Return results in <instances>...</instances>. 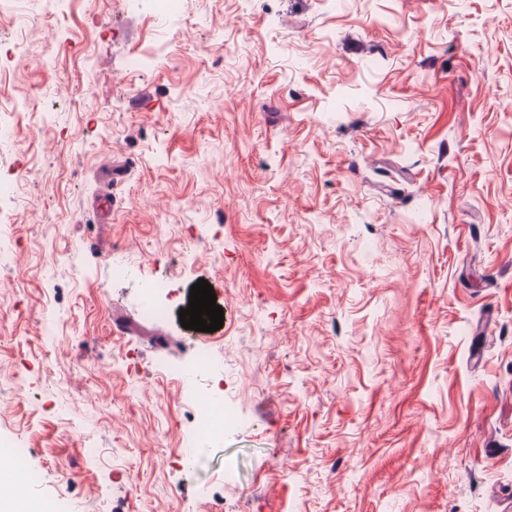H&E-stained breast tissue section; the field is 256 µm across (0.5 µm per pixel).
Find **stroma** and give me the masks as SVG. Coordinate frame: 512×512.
<instances>
[{
	"instance_id": "stroma-1",
	"label": "stroma",
	"mask_w": 512,
	"mask_h": 512,
	"mask_svg": "<svg viewBox=\"0 0 512 512\" xmlns=\"http://www.w3.org/2000/svg\"><path fill=\"white\" fill-rule=\"evenodd\" d=\"M1 112L12 512H512V0H13ZM192 403L200 412L199 428L201 436L218 438L224 433V411L219 404H211L207 401L192 397Z\"/></svg>"
}]
</instances>
